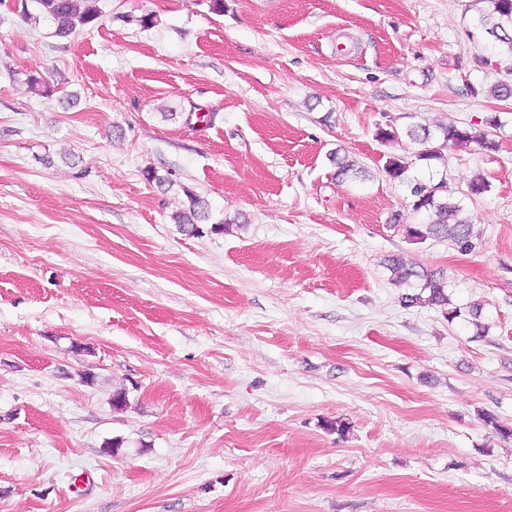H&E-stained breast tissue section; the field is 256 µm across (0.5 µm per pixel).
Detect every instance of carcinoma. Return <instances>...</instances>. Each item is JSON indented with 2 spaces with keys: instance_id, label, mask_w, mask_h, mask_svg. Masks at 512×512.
<instances>
[{
  "instance_id": "carcinoma-1",
  "label": "carcinoma",
  "mask_w": 512,
  "mask_h": 512,
  "mask_svg": "<svg viewBox=\"0 0 512 512\" xmlns=\"http://www.w3.org/2000/svg\"><path fill=\"white\" fill-rule=\"evenodd\" d=\"M484 7L478 10L473 19L476 28L493 37L499 51L512 56V0H480ZM40 10L56 24V34L67 37L76 30L98 25L103 17L100 0H36ZM405 134L408 138L421 144L433 140L440 142L437 147L424 149L417 155L419 161L440 160L442 150L452 146L477 143L486 151L498 149V142L484 134H475L456 124H438L435 129L426 126L409 127ZM442 184L429 186L417 183L411 189L414 197V209L428 213L430 222L405 228L406 237L412 242H424L429 238L446 239L460 252H471L476 248L478 235L474 227L461 217L459 203L446 197L438 196ZM188 209L175 214L178 224H195L208 217L207 207L196 194L185 191ZM387 269L392 281L406 284L413 279L423 281L421 292L405 294L402 304L413 307L418 304L445 306L448 304V278L443 270L417 271L408 266L401 258L388 259Z\"/></svg>"
}]
</instances>
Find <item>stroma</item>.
I'll use <instances>...</instances> for the list:
<instances>
[{
  "label": "stroma",
  "instance_id": "stroma-1",
  "mask_svg": "<svg viewBox=\"0 0 512 512\" xmlns=\"http://www.w3.org/2000/svg\"><path fill=\"white\" fill-rule=\"evenodd\" d=\"M101 6L66 38L0 7V512H512V62L475 0ZM447 122L499 151L415 162ZM417 178L473 252L408 241ZM188 202V211L184 210L175 214L174 220L178 224H192L203 221L208 217L207 207L203 200L192 192L185 194ZM386 268L389 270L392 281L398 284H406L411 279L423 281L420 293L405 294L401 297L405 307H413L418 304L445 306L448 303V278L443 270L417 271L408 266L401 258L391 257L387 260ZM427 292L426 296L423 294Z\"/></svg>",
  "mask_w": 512,
  "mask_h": 512
}]
</instances>
